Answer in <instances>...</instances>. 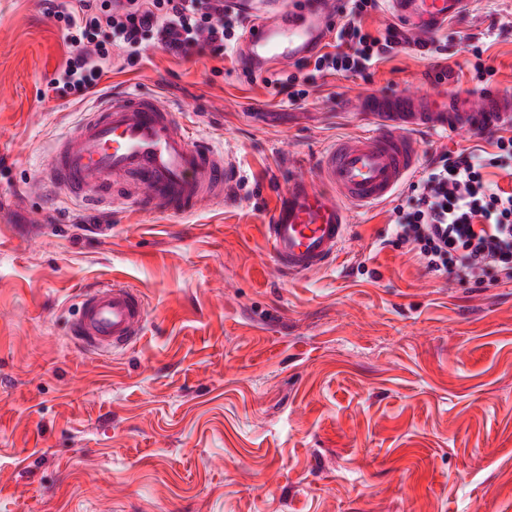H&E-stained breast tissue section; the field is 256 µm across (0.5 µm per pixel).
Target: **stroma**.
Segmentation results:
<instances>
[{"mask_svg":"<svg viewBox=\"0 0 512 512\" xmlns=\"http://www.w3.org/2000/svg\"><path fill=\"white\" fill-rule=\"evenodd\" d=\"M512 92V0H472L371 77L312 74L288 104L236 58L113 49L100 93L146 92L231 155L222 204L115 207L48 181L96 104L48 91L66 58L41 0H0V512H512V282H445L388 245L389 206L351 213L336 260L282 275L266 226L297 173L365 131L359 97H478L467 38ZM147 305L130 348L69 334L84 289Z\"/></svg>","mask_w":512,"mask_h":512,"instance_id":"1","label":"stroma"}]
</instances>
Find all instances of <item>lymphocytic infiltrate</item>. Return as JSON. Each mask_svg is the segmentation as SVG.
<instances>
[{
  "instance_id": "1",
  "label": "lymphocytic infiltrate",
  "mask_w": 512,
  "mask_h": 512,
  "mask_svg": "<svg viewBox=\"0 0 512 512\" xmlns=\"http://www.w3.org/2000/svg\"><path fill=\"white\" fill-rule=\"evenodd\" d=\"M63 31L69 51L53 91L85 97L95 90L113 48L142 55L160 46L176 55L234 51L245 18L224 0H43ZM380 0H349L335 49L300 60L287 76L265 83L288 103L305 100L302 72L362 74L386 60L408 37L394 25L371 32L364 19ZM512 135H497L491 149L439 152L411 182L407 204L390 210V245L414 253L424 270L444 281H482L490 273L512 281Z\"/></svg>"
}]
</instances>
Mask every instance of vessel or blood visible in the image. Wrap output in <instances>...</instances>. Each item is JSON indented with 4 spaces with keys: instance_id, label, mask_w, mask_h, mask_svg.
Wrapping results in <instances>:
<instances>
[{
    "instance_id": "vessel-or-blood-1",
    "label": "vessel or blood",
    "mask_w": 512,
    "mask_h": 512,
    "mask_svg": "<svg viewBox=\"0 0 512 512\" xmlns=\"http://www.w3.org/2000/svg\"><path fill=\"white\" fill-rule=\"evenodd\" d=\"M248 17L238 56L243 71L266 72L314 55L333 33L343 0H227ZM470 0H387V12L418 42L463 14ZM356 115L370 131L337 140L311 176L293 177L267 226L277 268L304 274L334 261L346 241L350 208L389 200L419 165L415 132L488 134L512 129V95L484 92L479 101L452 95L437 102L424 94H381L359 99ZM232 162L215 147L191 141L175 113L149 94L110 96L86 113L77 130L56 147L47 177L84 201L108 198L131 176L142 196L171 213H186L224 197ZM143 296L120 284L86 290L70 326L78 341L102 352L126 347L142 334Z\"/></svg>"
}]
</instances>
